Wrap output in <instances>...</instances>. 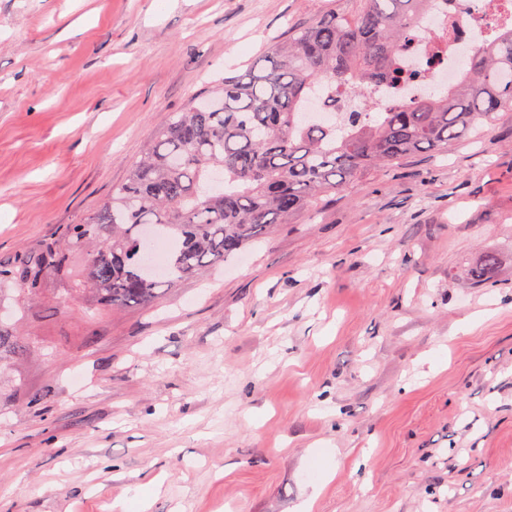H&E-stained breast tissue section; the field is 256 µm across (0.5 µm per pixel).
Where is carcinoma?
<instances>
[{
    "instance_id": "carcinoma-1",
    "label": "carcinoma",
    "mask_w": 512,
    "mask_h": 512,
    "mask_svg": "<svg viewBox=\"0 0 512 512\" xmlns=\"http://www.w3.org/2000/svg\"><path fill=\"white\" fill-rule=\"evenodd\" d=\"M296 28L244 73L190 100L150 136L126 180L92 215L63 228L67 248L0 264V285L30 296L70 257L87 255V292L106 307L147 304L161 290L216 267L275 224L312 211L377 168L448 149L512 112V30L476 50L461 80L407 106L352 117L342 128L304 106L319 86L371 101L401 79V57L431 0H338ZM166 245L165 270L145 264ZM497 264L485 255L475 284ZM25 345L0 328V356Z\"/></svg>"
}]
</instances>
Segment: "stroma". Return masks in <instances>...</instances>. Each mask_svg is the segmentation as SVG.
Here are the masks:
<instances>
[{
	"label": "stroma",
	"instance_id": "1",
	"mask_svg": "<svg viewBox=\"0 0 512 512\" xmlns=\"http://www.w3.org/2000/svg\"><path fill=\"white\" fill-rule=\"evenodd\" d=\"M331 2L0 0V260ZM82 267L0 294V512H512V112L151 303Z\"/></svg>",
	"mask_w": 512,
	"mask_h": 512
}]
</instances>
